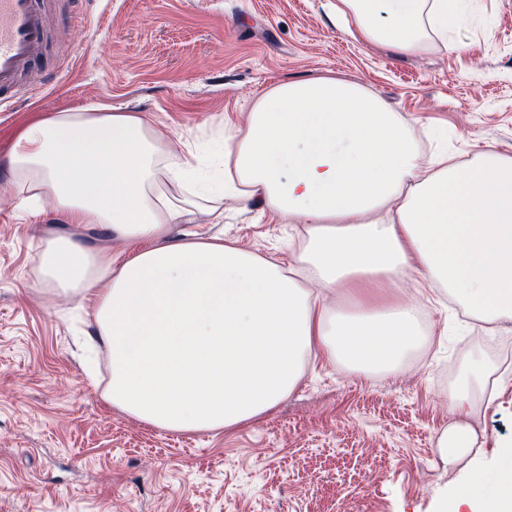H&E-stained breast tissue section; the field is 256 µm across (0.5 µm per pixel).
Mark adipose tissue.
I'll use <instances>...</instances> for the list:
<instances>
[{"label":"adipose tissue","mask_w":512,"mask_h":512,"mask_svg":"<svg viewBox=\"0 0 512 512\" xmlns=\"http://www.w3.org/2000/svg\"><path fill=\"white\" fill-rule=\"evenodd\" d=\"M367 41L401 52L447 37L463 0H339ZM0 170L24 202L51 200L67 223L141 243L122 263L69 235L46 239L40 275L93 308L111 367L107 396L173 432H233L297 386L310 354L358 372L397 368L426 343L419 304L380 286L417 268L475 320L512 322V155L439 158L424 170L391 109L361 87L322 77L259 97L224 145V191L254 201L307 243L282 268L231 244L169 242L192 223L198 167L139 112H53L15 136ZM182 186L167 195L165 182ZM349 290L352 305L333 304ZM474 395L448 392L455 420L437 443L466 473L438 512H512V444L493 468L474 461Z\"/></svg>","instance_id":"adipose-tissue-1"}]
</instances>
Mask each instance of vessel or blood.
<instances>
[{
    "label": "vessel or blood",
    "instance_id": "b4317fda",
    "mask_svg": "<svg viewBox=\"0 0 512 512\" xmlns=\"http://www.w3.org/2000/svg\"><path fill=\"white\" fill-rule=\"evenodd\" d=\"M52 36L45 0H0V108L26 89Z\"/></svg>",
    "mask_w": 512,
    "mask_h": 512
}]
</instances>
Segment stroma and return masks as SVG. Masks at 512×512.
I'll return each instance as SVG.
<instances>
[{
    "label": "stroma",
    "mask_w": 512,
    "mask_h": 512,
    "mask_svg": "<svg viewBox=\"0 0 512 512\" xmlns=\"http://www.w3.org/2000/svg\"><path fill=\"white\" fill-rule=\"evenodd\" d=\"M336 0H83L67 20L43 86L0 112V154L44 112L122 107L147 114L217 182L224 139L276 84L332 76L381 99L423 160L512 155V0H476L447 42L411 52L366 42ZM289 266L301 224L228 198L224 217L174 225ZM86 230L50 203L22 204L0 177V512H435L453 486L436 448L448 388L512 371V326L470 319L417 270L387 284L415 295L428 344L392 371L356 373L308 356L294 391L231 433L169 432L112 406L100 363L84 348L94 326L75 296L40 279L46 238ZM472 424L512 438V391Z\"/></svg>",
    "instance_id": "1"
}]
</instances>
